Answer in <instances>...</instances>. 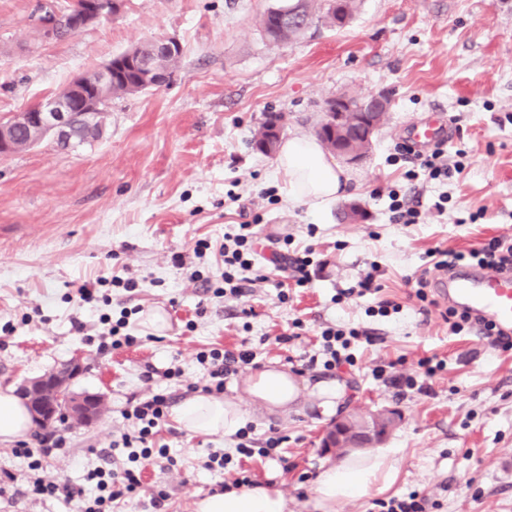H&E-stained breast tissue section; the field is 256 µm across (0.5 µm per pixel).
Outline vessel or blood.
<instances>
[{"label":"vessel or blood","mask_w":512,"mask_h":512,"mask_svg":"<svg viewBox=\"0 0 512 512\" xmlns=\"http://www.w3.org/2000/svg\"><path fill=\"white\" fill-rule=\"evenodd\" d=\"M437 119L413 129L411 138L424 146L445 139ZM439 298L461 310H468L512 332V274H495L480 268L459 270L438 284Z\"/></svg>","instance_id":"1"}]
</instances>
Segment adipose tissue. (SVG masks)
Here are the masks:
<instances>
[{"label": "adipose tissue", "instance_id": "obj_1", "mask_svg": "<svg viewBox=\"0 0 512 512\" xmlns=\"http://www.w3.org/2000/svg\"><path fill=\"white\" fill-rule=\"evenodd\" d=\"M278 168L288 174L289 198L323 211L346 194L347 178L317 138L294 136L282 143ZM247 393L255 406L275 413L287 409L300 395V387L287 372L264 369L250 377ZM174 420L198 434L228 433L246 421L234 403L198 393L173 409ZM399 469L389 451L355 452L341 463L320 472L312 487L315 512H337L338 506L361 498L371 490H386L397 481ZM197 512H287L284 495L271 486H253L201 500Z\"/></svg>", "mask_w": 512, "mask_h": 512}]
</instances>
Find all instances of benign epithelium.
<instances>
[{
    "mask_svg": "<svg viewBox=\"0 0 512 512\" xmlns=\"http://www.w3.org/2000/svg\"><path fill=\"white\" fill-rule=\"evenodd\" d=\"M123 0H82L73 5L69 17V32L77 33L110 19L121 12ZM112 62L97 70L95 87H87L83 76L71 80L73 96L54 98L46 104L30 107L15 114L10 123L32 122L43 136H51L60 145H68L77 122L93 123L102 112L104 92L112 87ZM352 110L347 99H336V111L326 113L325 125L345 135V124ZM82 371L81 356H75L62 370L40 376L23 386L24 400L34 423L52 426L55 423L84 425L102 415L103 403L93 394L71 391V383ZM350 428L349 415L332 423L324 432L321 448L327 453L343 449V440ZM391 434L390 429L365 425L355 430L349 444L352 449L376 448Z\"/></svg>",
    "mask_w": 512,
    "mask_h": 512,
    "instance_id": "1",
    "label": "benign epithelium"
}]
</instances>
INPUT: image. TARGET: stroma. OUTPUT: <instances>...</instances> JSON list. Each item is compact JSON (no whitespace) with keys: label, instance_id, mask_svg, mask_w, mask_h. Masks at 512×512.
Returning <instances> with one entry per match:
<instances>
[{"label":"stroma","instance_id":"1","mask_svg":"<svg viewBox=\"0 0 512 512\" xmlns=\"http://www.w3.org/2000/svg\"><path fill=\"white\" fill-rule=\"evenodd\" d=\"M278 2L125 0L118 16L49 40L37 17L49 6L65 13L73 0H0V123L52 100L136 41L167 35L182 46L168 85L112 99L100 138L68 149L47 138L0 157V389L18 390L84 353L72 389L100 394L105 410L92 424L60 426L67 444L44 466L45 475L78 483L127 430L125 409L150 386L184 399L187 384L204 381L199 352L249 349L253 364L228 379L223 397L249 412L256 447L269 434L282 436L275 458L244 466L254 482L283 492L288 512H314L313 481L340 461L321 450L320 435L348 407L401 412L386 442L399 479L339 512H379L377 499L414 492L431 501L427 512H512V350L454 334L438 312L420 311L406 283L434 247L512 238V0H361L347 26L316 20L286 45L260 32L262 14ZM380 92L390 108L366 159L346 168V199L321 213L290 200L287 172L251 146L267 113L283 115L285 136H310L327 99ZM433 115L449 131V161L463 167L446 181L412 184L411 157L393 154ZM411 184L421 220L394 223L390 192ZM350 200L365 208V222L342 220ZM243 220L255 224L262 282L241 298L203 294L192 273L220 286L219 247L229 225ZM199 239L211 244L200 259ZM309 245L310 284L280 301L282 276L268 256ZM369 274L380 292L354 294ZM115 275L137 280L133 302L143 311L134 317L136 344L112 349L98 334L100 309L79 304L75 291ZM343 290L347 298L338 299ZM383 300L399 312L379 315ZM157 308L168 320L159 333L146 319ZM77 320L84 331L74 330ZM334 325L369 330L375 341L353 347L354 365L328 372L308 359ZM424 357L443 360V370L424 376ZM174 365L182 381H164ZM268 367L309 383L288 411L250 406L245 383ZM408 376L415 386L391 383ZM156 442L178 467L146 464L140 502L115 512H144L161 489L168 512H196L210 485L236 470L202 467L210 451L234 450L233 435L193 434L170 418Z\"/></svg>","mask_w":512,"mask_h":512}]
</instances>
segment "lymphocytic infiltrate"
Segmentation results:
<instances>
[{
    "mask_svg": "<svg viewBox=\"0 0 512 512\" xmlns=\"http://www.w3.org/2000/svg\"><path fill=\"white\" fill-rule=\"evenodd\" d=\"M256 243L254 226L247 221L234 225L231 232L225 233L223 284L214 288V296L239 297L247 286L253 285L251 271L257 253ZM426 256L437 272H447L464 263L497 272H511L512 238L495 236L466 251L437 247L427 251ZM254 358L250 350L234 352L214 348L198 354L197 360L206 371L204 393L223 394L227 379L237 375ZM173 402L170 393L152 390L125 410V419L132 423L131 431L120 436V443L127 451L126 459L106 457L104 466L88 472L87 483L83 486L42 473L45 459L63 448L64 436L39 432L32 442L20 443L14 453L27 458L28 468L33 473L27 481L26 494L36 500H64L73 504L76 512H112L114 504L137 501L144 463L169 455L168 449L152 447L151 441L159 425L165 422Z\"/></svg>",
    "mask_w": 512,
    "mask_h": 512,
    "instance_id": "lymphocytic-infiltrate-1",
    "label": "lymphocytic infiltrate"
}]
</instances>
